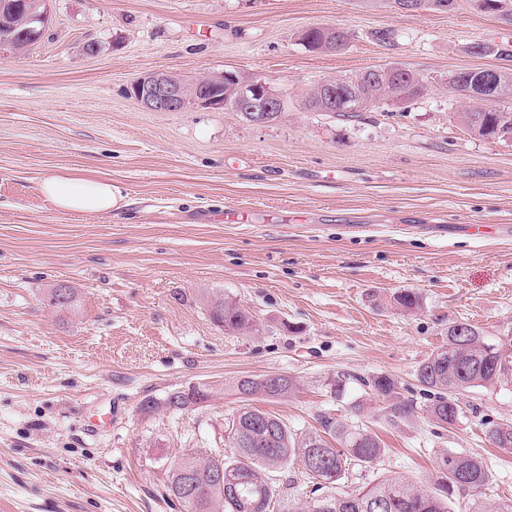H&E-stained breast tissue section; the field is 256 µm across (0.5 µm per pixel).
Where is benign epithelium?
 Segmentation results:
<instances>
[{"label": "benign epithelium", "mask_w": 512, "mask_h": 512, "mask_svg": "<svg viewBox=\"0 0 512 512\" xmlns=\"http://www.w3.org/2000/svg\"><path fill=\"white\" fill-rule=\"evenodd\" d=\"M49 16L48 0H28L25 27L3 22L0 24V46L10 48L18 40L32 47L43 36ZM320 88L330 96L331 107L346 110L348 98L336 92L329 81ZM128 94L145 109L153 112H179L190 106L222 109L231 105L235 112L249 113L251 123H268L270 113L282 110L279 90L261 78L240 80L232 72L208 74L205 80H187L167 71H147L136 77Z\"/></svg>", "instance_id": "obj_1"}]
</instances>
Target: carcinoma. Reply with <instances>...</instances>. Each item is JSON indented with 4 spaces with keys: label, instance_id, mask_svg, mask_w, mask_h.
Listing matches in <instances>:
<instances>
[{
    "label": "carcinoma",
    "instance_id": "1",
    "mask_svg": "<svg viewBox=\"0 0 512 512\" xmlns=\"http://www.w3.org/2000/svg\"><path fill=\"white\" fill-rule=\"evenodd\" d=\"M316 45L325 39L334 40L347 48L351 33L342 27L327 32L307 33ZM474 72L457 71L450 75L449 86L457 96L470 102L505 100L512 95V70H501L494 87L473 85ZM346 90L367 112L379 108L405 94L416 100L426 86L416 72L405 69L387 80L371 77L366 70L345 79ZM464 128L482 137L512 140V106L498 108L474 107L456 113ZM52 305L77 309V289L69 288L65 300L49 291ZM398 309L413 313L421 308V299L413 291H402L390 298ZM208 314L212 322L229 333L253 335L260 331L252 314L236 301L221 297L210 301ZM512 378V340L507 343L490 339L483 331L469 325V333L456 334V324L448 325V342L433 352L416 369V379L424 390L433 394L426 405V414L437 427L455 425L463 413L461 395L471 388L493 387L503 379ZM248 388L234 385V392L245 405L229 424L231 455H202L190 451L179 456L168 471L166 493L181 507V512H450L448 498L454 492L476 493L489 481L483 461L470 454L448 453L439 463V492L424 493L414 484L394 476L367 489L336 495L328 485L342 479L348 463L371 465L385 453L378 438L368 431L347 427L330 412L317 413L318 428L297 437L279 418L256 409L248 402L261 396L279 399L297 387L296 380L284 375L281 383L270 388L263 379L247 380ZM350 376L338 373L327 379L325 387L333 400H342L348 393ZM364 385L385 404L387 422L396 425L413 415V405L402 398L399 383L389 375H376ZM490 441L498 448H512V423H494L487 430ZM300 458L308 478L314 480L312 497L300 505L288 489L279 488L273 474L280 472L294 458ZM224 468V482L212 479V472ZM196 475L191 492L181 486L178 469Z\"/></svg>",
    "mask_w": 512,
    "mask_h": 512
}]
</instances>
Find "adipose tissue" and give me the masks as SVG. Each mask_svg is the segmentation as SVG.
<instances>
[{
  "instance_id": "obj_1",
  "label": "adipose tissue",
  "mask_w": 512,
  "mask_h": 512,
  "mask_svg": "<svg viewBox=\"0 0 512 512\" xmlns=\"http://www.w3.org/2000/svg\"><path fill=\"white\" fill-rule=\"evenodd\" d=\"M40 191L58 210L88 215L111 212L124 201L119 187L111 181L82 172L46 176Z\"/></svg>"
}]
</instances>
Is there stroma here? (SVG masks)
Returning <instances> with one entry per match:
<instances>
[{
    "label": "stroma",
    "mask_w": 512,
    "mask_h": 512,
    "mask_svg": "<svg viewBox=\"0 0 512 512\" xmlns=\"http://www.w3.org/2000/svg\"><path fill=\"white\" fill-rule=\"evenodd\" d=\"M343 27L336 54L308 27ZM98 40L87 56L82 45ZM512 46V25L456 0L392 13L359 0H50L41 42L0 53V512H180L165 494L188 449L223 453L242 377L284 374L297 390L255 407L297 435L318 411L376 434L378 463L349 466L352 492L397 475L435 492L447 453L481 458L483 500L512 501V449L484 422H512V382L474 388L452 427L429 422L418 365L465 321L512 330V141L465 131L451 73L509 67L471 54ZM401 64L427 93L356 118L306 109L317 83ZM233 70L271 82L284 110L265 125L221 109L151 112L126 93L148 70ZM90 170L127 205L56 209L46 175ZM68 281L79 306L49 303ZM419 294L413 313L390 305ZM235 299L260 325L224 332L206 311ZM354 375L349 395L322 386ZM395 378L414 402L393 426L365 379ZM199 384V408L145 414L144 398ZM362 410H355V402ZM331 30L330 31H327V32H321V31H312V32H308L307 34H305L306 30L301 34V37L305 34L304 37H310L311 36V43H312V47H310V49L314 50L316 48V44H319L320 42H322L325 38L326 39H329V40H336V41H332V43H330V46L327 47V48H323V49H320L319 51L321 52H332V53H335L336 50L340 49V51L342 50H345L349 43H350V40H351V33L346 30L345 28H342V27H329ZM301 37H300V40H301ZM302 41V40H301ZM304 43H306V41H302ZM336 43H340L342 45L341 46H336ZM307 44V43H306ZM307 46H309L307 44Z\"/></svg>",
    "instance_id": "35a3bbf8"
}]
</instances>
